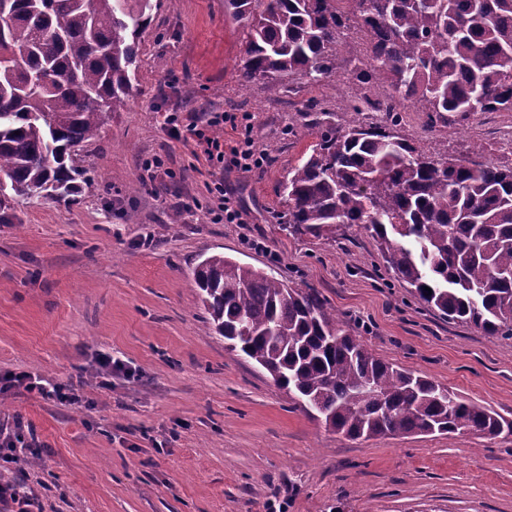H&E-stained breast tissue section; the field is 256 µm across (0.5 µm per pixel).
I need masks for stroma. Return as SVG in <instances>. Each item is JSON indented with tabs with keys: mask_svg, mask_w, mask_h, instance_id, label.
<instances>
[{
	"mask_svg": "<svg viewBox=\"0 0 512 512\" xmlns=\"http://www.w3.org/2000/svg\"><path fill=\"white\" fill-rule=\"evenodd\" d=\"M246 41L224 0H152L126 104L80 150L97 192L23 203L0 224V374L73 380L85 396L0 395V423L23 417L42 446L41 469L5 477L34 488L40 512H512V435L346 438L208 330L191 271L221 254L315 288L377 356L512 420V338L425 308L359 225L288 233L282 185L318 140L314 113L342 124L358 81L340 58L321 84L270 94L241 79ZM168 112L246 119L266 162L225 171L224 187L247 223H214L210 169ZM400 133L512 165V112L432 128L409 109ZM154 155L165 172L142 179ZM103 353L124 364L106 382Z\"/></svg>",
	"mask_w": 512,
	"mask_h": 512,
	"instance_id": "stroma-1",
	"label": "stroma"
}]
</instances>
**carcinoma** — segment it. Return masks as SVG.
I'll return each instance as SVG.
<instances>
[{"label":"carcinoma","mask_w":512,"mask_h":512,"mask_svg":"<svg viewBox=\"0 0 512 512\" xmlns=\"http://www.w3.org/2000/svg\"><path fill=\"white\" fill-rule=\"evenodd\" d=\"M248 28L241 77L277 94L318 84L353 19L368 37L341 127L319 125L283 193L288 228L318 237L360 224L386 267L448 321L512 338V166L426 150L399 113L448 126L512 112V0H225ZM150 0H0V224L13 205L71 201L97 184L77 161L102 114L125 106ZM389 94L373 100L370 88ZM383 112L359 119L361 105ZM192 278L214 334L265 370L295 404L351 439L471 432L512 435V420L377 357L314 288L220 254Z\"/></svg>","instance_id":"1"}]
</instances>
